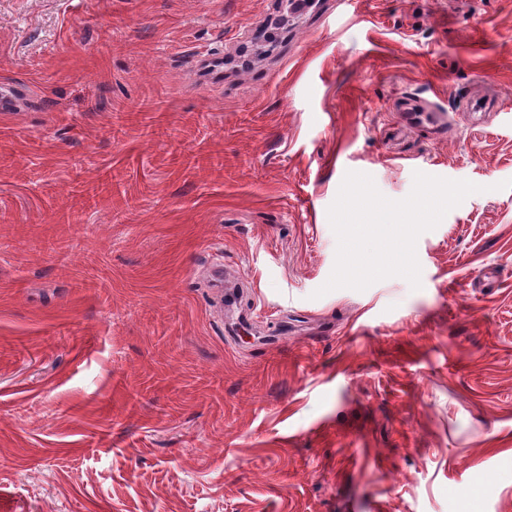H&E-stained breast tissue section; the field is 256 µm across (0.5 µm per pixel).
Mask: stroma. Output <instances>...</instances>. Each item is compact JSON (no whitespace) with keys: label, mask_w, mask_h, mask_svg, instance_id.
Segmentation results:
<instances>
[{"label":"stroma","mask_w":512,"mask_h":512,"mask_svg":"<svg viewBox=\"0 0 512 512\" xmlns=\"http://www.w3.org/2000/svg\"><path fill=\"white\" fill-rule=\"evenodd\" d=\"M349 171L480 185L420 289ZM508 179L512 0H0V512H512Z\"/></svg>","instance_id":"35a3bbf8"}]
</instances>
